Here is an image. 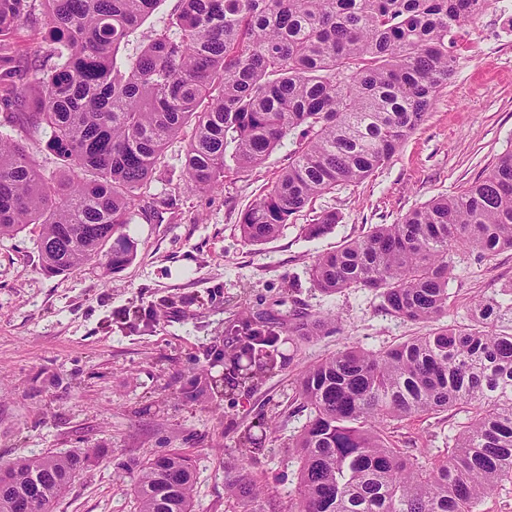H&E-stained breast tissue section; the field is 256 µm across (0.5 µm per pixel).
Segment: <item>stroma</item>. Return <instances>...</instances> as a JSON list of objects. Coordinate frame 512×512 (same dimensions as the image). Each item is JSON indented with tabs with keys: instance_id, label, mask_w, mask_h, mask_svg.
<instances>
[{
	"instance_id": "obj_1",
	"label": "stroma",
	"mask_w": 512,
	"mask_h": 512,
	"mask_svg": "<svg viewBox=\"0 0 512 512\" xmlns=\"http://www.w3.org/2000/svg\"><path fill=\"white\" fill-rule=\"evenodd\" d=\"M176 0L156 10L118 57L137 56L170 22ZM483 55H476L475 44ZM457 63L426 121L369 177L337 186L290 217L273 240L255 245L239 230L242 212L288 164L284 139L260 166L227 171L224 187L188 188L183 140L172 141L127 232L137 256L117 272L88 264L42 271L38 225L0 237V466L44 453L88 454L52 512H138L140 466L179 451L195 467L196 512H243L226 490L242 475L288 512L298 500L299 463L290 450L306 421L294 401L302 372L348 344L382 351L425 332L360 289L332 296L309 279L316 258L392 224L437 195L461 191L512 151V29L494 10L457 29ZM336 212V227L306 237L305 224ZM512 284V251H458L448 283V318L463 320L476 299ZM265 315L278 331L277 370L227 395L206 384L224 376L217 358ZM334 317L340 332L289 340V316ZM463 414L451 410L394 423L398 447L415 454L447 448ZM264 425L253 453L239 442Z\"/></svg>"
}]
</instances>
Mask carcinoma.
<instances>
[{"instance_id": "obj_1", "label": "carcinoma", "mask_w": 512, "mask_h": 512, "mask_svg": "<svg viewBox=\"0 0 512 512\" xmlns=\"http://www.w3.org/2000/svg\"><path fill=\"white\" fill-rule=\"evenodd\" d=\"M39 2L46 47L24 70L0 58V236L40 226L42 269L62 274L93 260L115 272L137 256L126 233L167 144L188 137L184 168L195 190L256 167L285 137L288 166L242 214L245 240L264 244L318 195L372 174L426 119L455 68L452 33L491 0H179L167 28L117 62L129 33L158 0H0V48ZM37 97L19 93L28 78ZM48 135L67 179L32 163L27 142ZM339 223L304 225L318 238ZM458 248L512 250V152L453 195L396 224L318 256L313 285L373 293L388 312L427 331L385 350L349 346L309 366L295 387L307 421L291 444L300 464L297 512H478L512 483V302L478 300L448 323ZM331 317L288 320L307 339ZM224 352V388L276 367L277 335L244 323ZM451 408L466 413L444 455H413L384 428ZM87 457L48 453L0 468V512H51ZM194 470L170 452L141 465L139 512H193ZM227 492L262 491L233 478Z\"/></svg>"}]
</instances>
